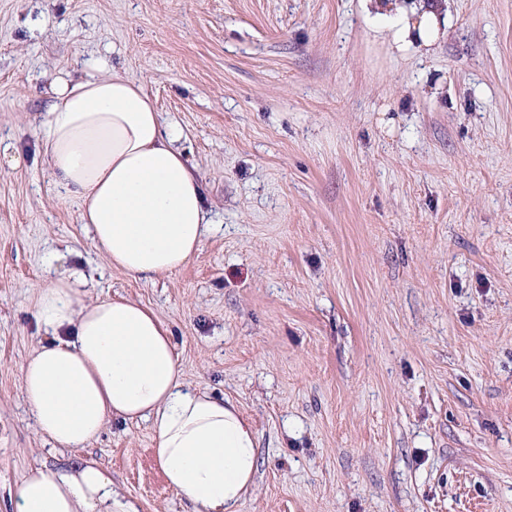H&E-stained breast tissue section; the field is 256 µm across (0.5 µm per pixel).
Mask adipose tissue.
<instances>
[{
    "label": "adipose tissue",
    "instance_id": "obj_1",
    "mask_svg": "<svg viewBox=\"0 0 512 512\" xmlns=\"http://www.w3.org/2000/svg\"><path fill=\"white\" fill-rule=\"evenodd\" d=\"M391 50L425 53L448 32L442 0H360ZM37 127L55 181L79 204L113 268L153 281L186 264L212 223L201 185L143 86L119 73L58 78ZM70 271L38 287L50 333L21 366L23 397L62 467L30 468L15 512H136L82 452L113 420L152 424L169 486L205 512H235L258 470V442L237 406L184 382L168 328L141 303L87 301Z\"/></svg>",
    "mask_w": 512,
    "mask_h": 512
}]
</instances>
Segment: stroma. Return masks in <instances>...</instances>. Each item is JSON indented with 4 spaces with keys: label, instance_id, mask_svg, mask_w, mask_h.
I'll return each mask as SVG.
<instances>
[{
    "label": "stroma",
    "instance_id": "35a3bbf8",
    "mask_svg": "<svg viewBox=\"0 0 512 512\" xmlns=\"http://www.w3.org/2000/svg\"><path fill=\"white\" fill-rule=\"evenodd\" d=\"M96 58L179 131L219 226L154 282L96 251L32 130ZM71 269L250 420L238 512H512V0H448L401 57L359 0H0V512L66 461L20 367L34 286ZM154 446L118 420L85 455L137 512H202Z\"/></svg>",
    "mask_w": 512,
    "mask_h": 512
}]
</instances>
